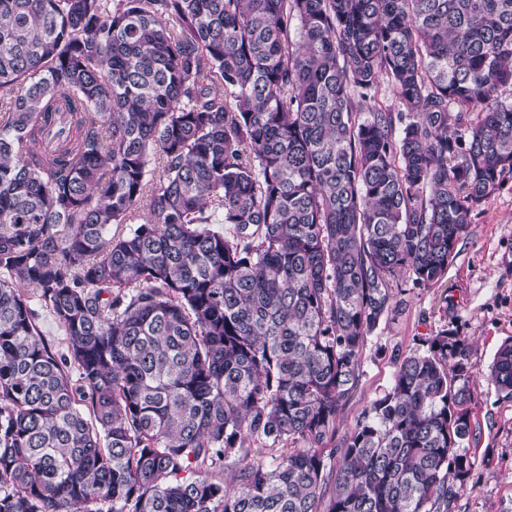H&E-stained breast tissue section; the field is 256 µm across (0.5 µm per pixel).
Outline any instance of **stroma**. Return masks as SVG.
<instances>
[{
  "instance_id": "1",
  "label": "stroma",
  "mask_w": 512,
  "mask_h": 512,
  "mask_svg": "<svg viewBox=\"0 0 512 512\" xmlns=\"http://www.w3.org/2000/svg\"><path fill=\"white\" fill-rule=\"evenodd\" d=\"M403 287L405 305L370 336L361 382L337 429L346 431L361 408L389 387L397 354L424 348L443 330L464 336L474 366L473 466L456 512H512V397L487 376L498 347L512 337V174L472 212L447 276L427 288L408 281Z\"/></svg>"
}]
</instances>
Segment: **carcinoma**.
Returning <instances> with one entry per match:
<instances>
[{"label":"carcinoma","mask_w":512,"mask_h":512,"mask_svg":"<svg viewBox=\"0 0 512 512\" xmlns=\"http://www.w3.org/2000/svg\"><path fill=\"white\" fill-rule=\"evenodd\" d=\"M1 99L0 512H453L467 339L336 420L512 173V0H0Z\"/></svg>","instance_id":"carcinoma-1"}]
</instances>
